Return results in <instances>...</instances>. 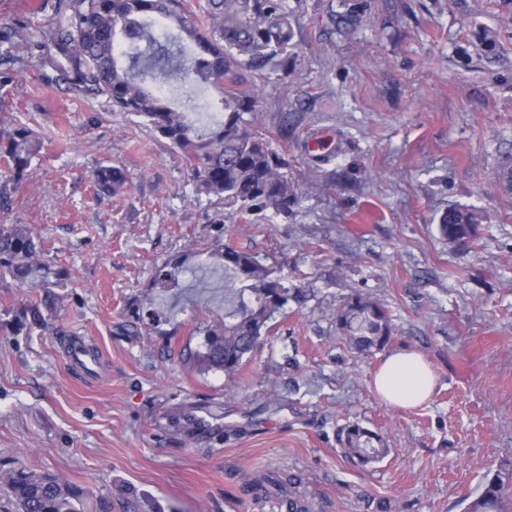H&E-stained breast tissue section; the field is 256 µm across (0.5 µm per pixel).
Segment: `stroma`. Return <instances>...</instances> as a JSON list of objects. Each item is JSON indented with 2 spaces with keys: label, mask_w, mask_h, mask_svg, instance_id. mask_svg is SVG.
I'll return each mask as SVG.
<instances>
[{
  "label": "stroma",
  "mask_w": 512,
  "mask_h": 512,
  "mask_svg": "<svg viewBox=\"0 0 512 512\" xmlns=\"http://www.w3.org/2000/svg\"><path fill=\"white\" fill-rule=\"evenodd\" d=\"M297 58L258 81L255 122L288 162L298 202L250 220L197 194L179 153L139 118L32 65L0 111L37 126L36 175L1 224L40 230L71 271L43 329L26 294L0 285V467L21 461L83 492L80 512H271L247 479L303 475L314 512H464L486 474L512 465V0H288ZM326 133L328 150L309 143ZM123 168L125 193L95 199L90 171ZM450 207L478 212L476 239L440 237ZM270 258L301 288L235 380L195 358L201 320L224 314V281L201 249L215 236ZM195 275L158 295L157 265ZM359 292L393 336L365 356L333 313ZM167 319L151 332L153 309ZM103 357L96 378L67 350ZM431 368L432 395L387 404L371 385L387 351ZM350 422L390 453L360 467L337 441Z\"/></svg>",
  "instance_id": "stroma-1"
}]
</instances>
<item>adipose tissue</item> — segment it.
Masks as SVG:
<instances>
[{"instance_id":"adipose-tissue-1","label":"adipose tissue","mask_w":512,"mask_h":512,"mask_svg":"<svg viewBox=\"0 0 512 512\" xmlns=\"http://www.w3.org/2000/svg\"><path fill=\"white\" fill-rule=\"evenodd\" d=\"M374 388L385 402L407 407L430 396L433 379L421 355L400 350L386 357L374 379Z\"/></svg>"}]
</instances>
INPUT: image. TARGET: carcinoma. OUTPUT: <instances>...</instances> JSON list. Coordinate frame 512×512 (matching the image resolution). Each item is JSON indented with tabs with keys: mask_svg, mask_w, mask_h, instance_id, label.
I'll return each mask as SVG.
<instances>
[{
	"mask_svg": "<svg viewBox=\"0 0 512 512\" xmlns=\"http://www.w3.org/2000/svg\"><path fill=\"white\" fill-rule=\"evenodd\" d=\"M52 16L41 21L25 16L0 26V89L16 65L35 61L46 85L65 84L90 98L103 97L135 116L177 149L200 194L216 204L233 203L248 215L272 211L288 215L296 203L288 163L270 140L243 114L253 111L254 90L240 71L261 70L272 63L288 74V49L293 30L286 0H54ZM183 72L190 93L212 89L220 96L224 115L213 127H200L189 109L174 108L156 86ZM42 148L40 132L16 119L0 118V204L11 201L10 190L32 173ZM96 197L122 193L124 169L97 165L91 173ZM496 182L512 192V155L500 163ZM480 215L451 208L439 218L440 235L452 243L475 239ZM210 254L225 278L224 319L205 327V351L197 358L208 368L224 371L232 381L270 322L288 302L304 295L272 264L227 244L216 236ZM181 262L174 258L156 271L154 287L179 286ZM69 270L45 259L40 235L29 224H0V283L39 288L29 298L24 325L47 324L45 314L57 307L55 289L64 287ZM336 333L360 354L379 351L392 336L391 317L378 300L359 292L348 296L334 313ZM346 456L362 465L390 453L385 438L357 423L339 432ZM0 483L17 512H78L81 491L57 474L23 463L0 469ZM302 479L288 473V512H311L300 491ZM466 512H512V467L485 477L480 495Z\"/></svg>",
	"mask_w": 512,
	"mask_h": 512,
	"instance_id": "carcinoma-1",
	"label": "carcinoma"
}]
</instances>
